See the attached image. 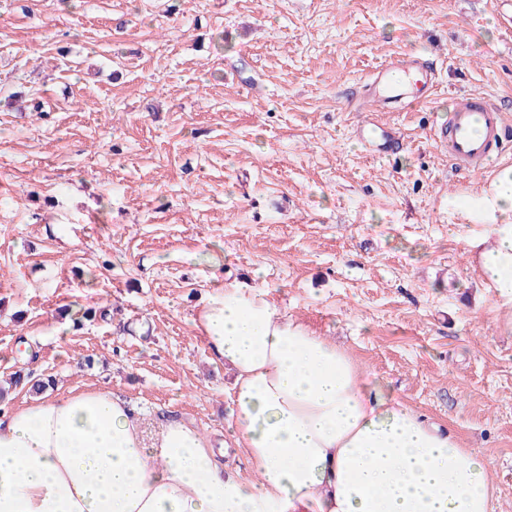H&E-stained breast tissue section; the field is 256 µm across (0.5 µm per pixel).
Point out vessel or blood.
Wrapping results in <instances>:
<instances>
[{"mask_svg": "<svg viewBox=\"0 0 512 512\" xmlns=\"http://www.w3.org/2000/svg\"><path fill=\"white\" fill-rule=\"evenodd\" d=\"M408 82L424 85L433 92L438 75L420 58L397 56L368 77L364 85L366 98L389 108L398 107L404 101L400 89ZM511 133L512 126L505 122L496 104L470 93L455 97L446 121L435 127L433 139L458 168L480 171L501 156L504 141ZM363 138L378 155L391 152L400 140L395 129L373 121L367 123Z\"/></svg>", "mask_w": 512, "mask_h": 512, "instance_id": "b4317fda", "label": "vessel or blood"}]
</instances>
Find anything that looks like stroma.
I'll return each mask as SVG.
<instances>
[{
    "label": "stroma",
    "instance_id": "1",
    "mask_svg": "<svg viewBox=\"0 0 512 512\" xmlns=\"http://www.w3.org/2000/svg\"><path fill=\"white\" fill-rule=\"evenodd\" d=\"M400 54L439 86L380 113L405 136L380 157L361 85ZM468 93L512 125L496 0H0V386L109 389L223 447L233 377L194 318L244 282L487 459L512 512V299L474 205L512 146L477 173L432 140Z\"/></svg>",
    "mask_w": 512,
    "mask_h": 512
}]
</instances>
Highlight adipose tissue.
Returning <instances> with one entry per match:
<instances>
[{
    "instance_id": "1",
    "label": "adipose tissue",
    "mask_w": 512,
    "mask_h": 512,
    "mask_svg": "<svg viewBox=\"0 0 512 512\" xmlns=\"http://www.w3.org/2000/svg\"><path fill=\"white\" fill-rule=\"evenodd\" d=\"M478 201L481 274L512 297V168ZM195 326L234 376L232 435L255 479L225 474L194 424L149 432L122 395L74 388L0 415V512H493L484 459L256 287L209 295Z\"/></svg>"
}]
</instances>
